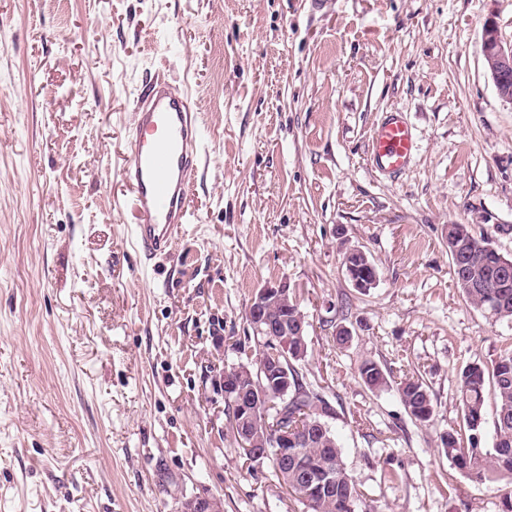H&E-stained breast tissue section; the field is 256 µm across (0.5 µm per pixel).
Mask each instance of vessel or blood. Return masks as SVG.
I'll use <instances>...</instances> for the list:
<instances>
[{
	"instance_id": "obj_1",
	"label": "vessel or blood",
	"mask_w": 512,
	"mask_h": 512,
	"mask_svg": "<svg viewBox=\"0 0 512 512\" xmlns=\"http://www.w3.org/2000/svg\"><path fill=\"white\" fill-rule=\"evenodd\" d=\"M417 150L411 128L391 112L371 135L369 155L380 171L405 170ZM121 180L130 192L133 234L144 262L170 252L188 220V194L201 162L197 115L187 93L163 81L139 96Z\"/></svg>"
}]
</instances>
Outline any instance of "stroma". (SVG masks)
Returning <instances> with one entry per match:
<instances>
[{"label":"stroma","mask_w":512,"mask_h":512,"mask_svg":"<svg viewBox=\"0 0 512 512\" xmlns=\"http://www.w3.org/2000/svg\"><path fill=\"white\" fill-rule=\"evenodd\" d=\"M512 43V0H0V512H302L270 462L246 465L222 374L255 359L246 319L269 283L309 322L298 369L363 512H502L512 483L453 474L457 372L512 351V320L456 287L448 227L512 256V104L481 35ZM192 96L204 163L169 255L142 267L120 166L144 84ZM399 112L419 149L369 160ZM361 247L378 282L341 269ZM353 336L332 346L338 325ZM420 370L416 422L357 369ZM359 257L363 258V260L366 262V264L368 266L373 267L374 263L371 261V259L369 258V260L373 264L369 263L366 253L362 249L357 248V247L345 248V250L342 253L341 267H342V270H344L346 277L348 279H350L352 287L357 290L359 288H364V291H363V293H364V292H366V290L370 289V288H368L369 286H374L376 284L377 273L375 271V275L372 279H367L366 281L360 280V279L365 280L366 276H370V274L366 273V268H365L363 262L357 263L355 261L353 263L354 264V267H353L351 261L353 259H358ZM353 268H354L353 273L360 279L353 278V275L351 273V270ZM178 512H223L220 498L208 494L194 495L183 498L179 502Z\"/></svg>","instance_id":"stroma-1"}]
</instances>
